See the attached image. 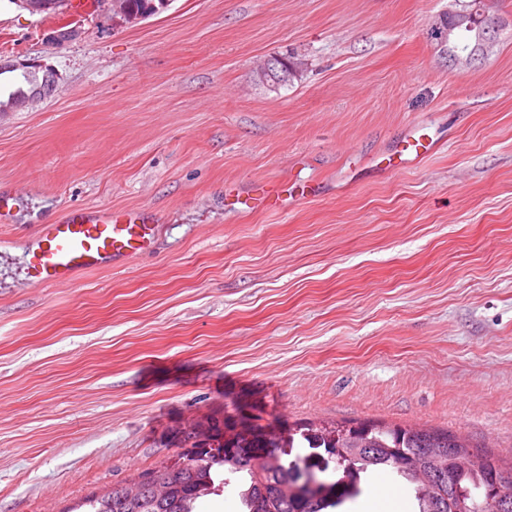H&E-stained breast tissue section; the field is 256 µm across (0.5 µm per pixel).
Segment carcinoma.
Listing matches in <instances>:
<instances>
[{"instance_id":"1","label":"carcinoma","mask_w":512,"mask_h":512,"mask_svg":"<svg viewBox=\"0 0 512 512\" xmlns=\"http://www.w3.org/2000/svg\"><path fill=\"white\" fill-rule=\"evenodd\" d=\"M169 0H112V15L125 20L152 16L167 9ZM32 89L12 95L18 107L49 94L55 86L50 74L27 77ZM182 447L199 449L196 463L185 462L179 453L172 464L138 474L132 482L116 485L80 504L85 512H194L196 500L218 494L234 484L242 512H328L360 492L362 475L385 468L416 484L414 476L398 465L411 456L419 469L428 472L433 461L426 448L451 449L454 454L475 458L465 472H452L426 493L415 489L419 512H451L458 498L478 491L496 494L500 475L512 473V457L505 459L480 444L433 427L380 426L366 421L298 425L283 431L260 425L250 418L197 423L184 431ZM320 448H342L328 458ZM301 486V494L291 486Z\"/></svg>"}]
</instances>
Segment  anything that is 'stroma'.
Here are the masks:
<instances>
[{
	"instance_id": "35a3bbf8",
	"label": "stroma",
	"mask_w": 512,
	"mask_h": 512,
	"mask_svg": "<svg viewBox=\"0 0 512 512\" xmlns=\"http://www.w3.org/2000/svg\"><path fill=\"white\" fill-rule=\"evenodd\" d=\"M448 0H0V512H73L173 460L209 417L430 426L512 454V0L461 72L428 37ZM77 28L59 39L63 26ZM306 62L272 92L253 68ZM407 171L377 162L412 129ZM317 183L285 212L227 187ZM142 207L155 250L27 288L24 250L68 208ZM101 0L102 12L112 9V16L129 21L130 17L152 16L163 12L169 5V0ZM27 76V80L31 84L32 89L30 90V93L24 91L14 93L10 99L12 107H19L22 103L26 104L29 101H33L35 98H41L42 95L46 96L52 91L56 83L53 76L47 74L45 71L43 72L41 81H39V77L37 76L35 69L34 72L29 71Z\"/></svg>"
}]
</instances>
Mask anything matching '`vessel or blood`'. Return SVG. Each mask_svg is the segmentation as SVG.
<instances>
[{
	"label": "vessel or blood",
	"mask_w": 512,
	"mask_h": 512,
	"mask_svg": "<svg viewBox=\"0 0 512 512\" xmlns=\"http://www.w3.org/2000/svg\"><path fill=\"white\" fill-rule=\"evenodd\" d=\"M433 142L407 135L385 157L398 171L428 156ZM293 194L287 184L272 183L237 195L248 211L284 208ZM160 228L145 209L73 208L42 225L28 244V283L36 288H65L83 273L150 252Z\"/></svg>",
	"instance_id": "1"
}]
</instances>
